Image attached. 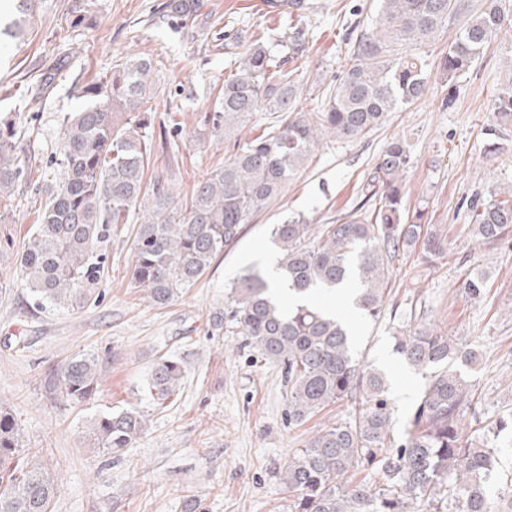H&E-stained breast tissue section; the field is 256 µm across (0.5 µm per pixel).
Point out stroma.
<instances>
[{
    "instance_id": "obj_1",
    "label": "stroma",
    "mask_w": 512,
    "mask_h": 512,
    "mask_svg": "<svg viewBox=\"0 0 512 512\" xmlns=\"http://www.w3.org/2000/svg\"><path fill=\"white\" fill-rule=\"evenodd\" d=\"M161 0H33L20 38H0V113L18 112L28 147L22 159L32 180L11 198L15 221L0 224V401L11 406L23 445L57 474L53 512H183L195 496L202 512H289L292 499L277 475L289 455L317 430L349 417L350 402L326 408L294 425L287 417L281 365L244 345L234 329L214 331L211 319L243 269L262 268L273 255L269 227L297 216L311 224L344 217L387 141L401 136L412 162L404 202L422 207L448 242L450 259L433 266L416 250L396 253L392 288L379 320L363 321L354 350L381 367L390 382L396 429H404L424 380L393 352L392 333L418 319L441 333L479 345L481 361L462 367L478 419L512 414V240L475 242L468 205L490 190L512 188V121L493 102L512 85V35L500 33L472 67L452 82L440 68L447 36L423 48L428 63L424 97L389 113L363 138L320 147L283 195L247 224L239 241L220 255L193 288L155 308L133 287L128 269L132 241L143 220L132 211L117 225L106 251L98 303L76 310H39L19 283V255L35 222L38 186L56 179L63 116L82 106L73 87L110 70L126 55L149 58L159 112H171V140L180 162L157 156L155 170L170 169L180 193L206 177L232 151L230 141L203 134L200 118L212 89L231 72L221 19L235 17L239 36L279 24L266 0H201L193 28L172 32L155 22ZM301 21L309 50L298 63L300 102L317 95L346 65L347 23L370 26L377 0H311ZM52 86H43L45 74ZM481 264L488 277L481 300L465 298L460 274ZM92 352L101 360V386L81 406L56 404L45 378L69 357ZM164 355L180 358L185 377L179 396L160 407L146 383ZM134 407L147 430L121 459L98 453L84 438L87 419L105 407Z\"/></svg>"
}]
</instances>
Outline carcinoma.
<instances>
[{"instance_id":"cac0c4a2","label":"carcinoma","mask_w":512,"mask_h":512,"mask_svg":"<svg viewBox=\"0 0 512 512\" xmlns=\"http://www.w3.org/2000/svg\"><path fill=\"white\" fill-rule=\"evenodd\" d=\"M200 0H165L160 13L177 28L196 23ZM291 17L310 9L306 0L271 4ZM455 0H379L371 28L357 36L348 65L316 107L299 104L301 85L288 60L307 53L299 25L265 28L246 45L243 59L224 79L202 123L214 136L232 138L258 112L275 121L257 136L235 139L224 164L179 198L173 181L148 176L155 152L170 140L156 122L157 86L150 61L128 56L111 72L81 87L86 104L63 120L58 183L45 189L36 224L21 250L20 275L36 308L74 310L98 301L107 244L114 225L144 210L133 238L130 280L154 306H165L193 287L216 258L240 239L266 204L278 199L325 138L353 141L377 129L388 113L420 100L427 63L418 50L448 30ZM505 24L492 5L460 26L441 58L453 81L468 70ZM500 118L512 117V88L494 103ZM24 135L16 121L0 116V224H10L8 202L30 177L19 152ZM411 163L405 141L394 137L377 155L362 188L361 205L336 224L294 218L273 224L280 279L295 298L284 309L270 282L253 269L240 273L225 293L224 311L213 319L221 331L229 320L262 358L281 363L288 387V421L300 424L339 401L355 411L313 434L294 450L280 473L292 493L291 512H512V490L491 506L489 486L498 479L500 433L512 432V415L473 428L464 414L473 400L458 364L471 366L480 353L423 324L393 332V351L425 379L401 442L392 447L394 421L385 373L361 362L350 325L321 306L322 294L342 295L364 318L377 320L389 284L390 261L401 249L420 248L424 261L449 257L448 242L425 222L421 209L404 207L402 178ZM469 227L481 243L512 237V199L487 195L470 205ZM486 271L474 266L459 286L473 300ZM100 357L78 354L49 377L53 398L79 405L100 386ZM180 359L153 365L147 389L158 405L179 394ZM147 428L136 408L94 415L86 439L102 454H120ZM20 426L0 405V512H51L55 478L20 445ZM382 473L371 488L353 481L361 468Z\"/></svg>"}]
</instances>
